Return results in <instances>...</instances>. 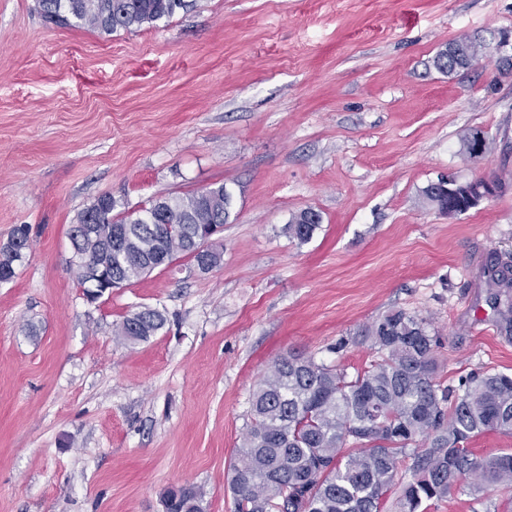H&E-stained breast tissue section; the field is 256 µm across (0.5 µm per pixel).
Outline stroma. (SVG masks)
Segmentation results:
<instances>
[{
  "label": "stroma",
  "mask_w": 512,
  "mask_h": 512,
  "mask_svg": "<svg viewBox=\"0 0 512 512\" xmlns=\"http://www.w3.org/2000/svg\"><path fill=\"white\" fill-rule=\"evenodd\" d=\"M512 32V0H196L105 36L46 27L0 0V244L33 245L0 284V512H164L192 486L233 512L248 399L289 351L348 373L392 309L430 318L437 380L512 373L489 303L491 255L512 258V78L436 70L442 47ZM490 150L469 158L460 137ZM507 180L448 220L439 178ZM221 182L234 193L221 265L184 260L88 302L69 230L99 196L117 211ZM322 223L305 244L286 225ZM144 307V342L116 336ZM512 491L457 492L426 512H502ZM321 221V215L315 210H303L288 221V235L299 243H307L321 226ZM165 321L154 309L144 308L126 315L115 329V335L132 341H147L164 327Z\"/></svg>",
  "instance_id": "stroma-1"
}]
</instances>
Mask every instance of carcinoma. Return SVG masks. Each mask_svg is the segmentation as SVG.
Listing matches in <instances>:
<instances>
[{
	"instance_id": "obj_1",
	"label": "carcinoma",
	"mask_w": 512,
	"mask_h": 512,
	"mask_svg": "<svg viewBox=\"0 0 512 512\" xmlns=\"http://www.w3.org/2000/svg\"><path fill=\"white\" fill-rule=\"evenodd\" d=\"M43 21L59 27L89 26L104 35L134 31L193 7V0H36ZM436 69L451 74L469 64L467 47L453 41L439 50ZM436 207L448 200L440 183L424 188ZM116 202L99 197L78 217L101 234L126 224L136 229L146 262L157 252L169 261L191 259L193 236L213 224H227L233 193L224 184L186 195L158 198L148 210L113 215ZM321 226L313 209L292 215L288 235L309 242ZM83 251L103 260L116 282L142 277L130 255L104 239H88ZM501 289L502 320L512 327V263L493 255L487 267ZM165 325L151 308L126 315L115 335L146 341ZM376 353L361 372L288 352L278 358L252 392L246 430L232 464L234 512H383L397 493L398 512H420L423 503L442 499L470 481L469 490L487 493L512 488V452L476 456L468 442L485 432L512 433V375L486 371L467 377L459 388L436 381L433 355L438 336L423 316L395 309L365 330ZM412 460V479L397 481L403 459ZM201 493L174 487L165 493V512H202Z\"/></svg>"
}]
</instances>
